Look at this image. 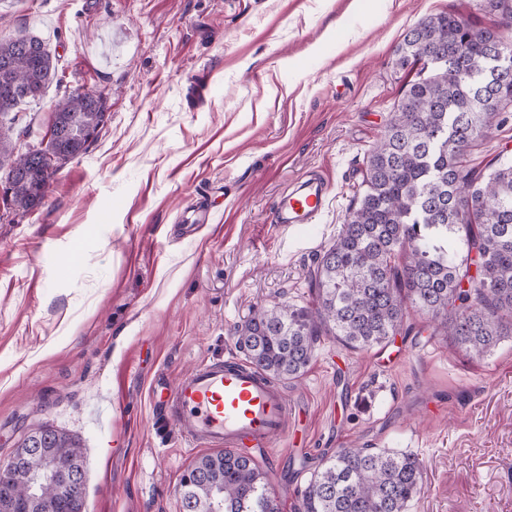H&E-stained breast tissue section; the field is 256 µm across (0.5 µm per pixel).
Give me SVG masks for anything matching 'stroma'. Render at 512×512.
Returning <instances> with one entry per match:
<instances>
[{
	"instance_id": "obj_1",
	"label": "stroma",
	"mask_w": 512,
	"mask_h": 512,
	"mask_svg": "<svg viewBox=\"0 0 512 512\" xmlns=\"http://www.w3.org/2000/svg\"><path fill=\"white\" fill-rule=\"evenodd\" d=\"M480 0H0V36L47 44L63 76L15 124L48 139L63 91H92L107 120L58 172L44 205L0 204V461L39 425L76 437L84 512H181L186 446L151 389L236 352L257 308L310 305L309 273L340 230L410 71L395 49L423 16L477 26ZM317 170L319 223L284 231L272 207ZM211 219L175 236L197 201ZM414 331L367 351L323 338L283 381L292 442L260 462L279 512H297L339 448L418 455L411 512H512V338L472 359Z\"/></svg>"
}]
</instances>
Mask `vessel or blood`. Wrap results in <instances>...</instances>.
<instances>
[{"label":"vessel or blood","instance_id":"b4317fda","mask_svg":"<svg viewBox=\"0 0 512 512\" xmlns=\"http://www.w3.org/2000/svg\"><path fill=\"white\" fill-rule=\"evenodd\" d=\"M328 197L324 176L308 171L278 197L270 221L284 230L318 223ZM160 409L187 445L251 448L260 460L285 435L291 414L284 390L235 356L201 363L183 375L162 395Z\"/></svg>","mask_w":512,"mask_h":512}]
</instances>
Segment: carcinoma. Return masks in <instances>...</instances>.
<instances>
[{"label": "carcinoma", "instance_id": "carcinoma-1", "mask_svg": "<svg viewBox=\"0 0 512 512\" xmlns=\"http://www.w3.org/2000/svg\"><path fill=\"white\" fill-rule=\"evenodd\" d=\"M487 8L496 17L490 27L431 14L397 45V64L417 72L364 157L362 191L336 241L316 257L314 304L260 308L237 329L238 348L260 371L301 377L323 336L356 351L385 346L412 312L471 358L512 338V160L498 154L479 170L464 159L500 122L496 101L512 98V71L486 77L491 52L512 59V33L497 21L512 15V0H487ZM56 76L41 39L0 37V184L3 199L24 213L44 204L56 173L87 152L106 122L103 99L66 91L45 147L20 152L14 113L40 101ZM40 431L45 448L23 441L15 450L28 470L42 474L61 447L84 467L74 437ZM423 490L412 452L339 448L311 474L301 512H409ZM180 499L182 512H276L265 474L229 449L187 469ZM2 500L16 501L17 512H70L53 485L33 488L9 472L0 474Z\"/></svg>", "mask_w": 512, "mask_h": 512}]
</instances>
